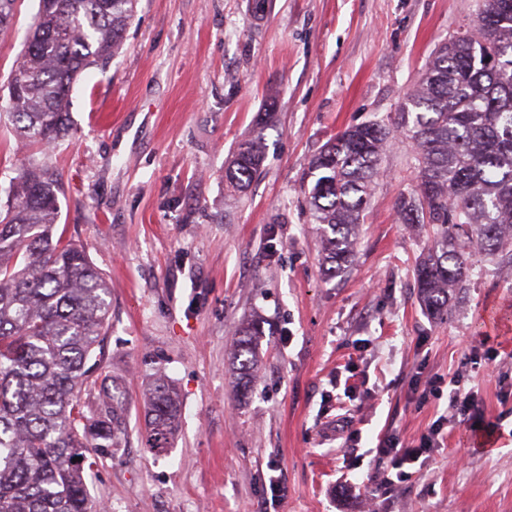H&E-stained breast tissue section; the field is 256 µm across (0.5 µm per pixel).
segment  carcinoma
Segmentation results:
<instances>
[{
    "label": "carcinoma",
    "instance_id": "obj_1",
    "mask_svg": "<svg viewBox=\"0 0 512 512\" xmlns=\"http://www.w3.org/2000/svg\"><path fill=\"white\" fill-rule=\"evenodd\" d=\"M137 2L39 0L0 104L20 141L48 150L69 136L73 85L117 56ZM475 30L436 48L392 124L346 127L307 173L326 272L336 277L355 258L391 136L404 132L416 185L395 211L429 229L414 276L421 306L439 321L463 301L478 258L512 261V0H482ZM266 126L256 124L224 169L239 192L262 171ZM10 194L0 212V512H98L84 465L91 449L118 443V416H88L76 392L109 325L110 289L85 251L55 234V167L27 159ZM262 335L254 319L238 329V387L251 383ZM146 404L147 446L159 451L178 428L180 402L160 380Z\"/></svg>",
    "mask_w": 512,
    "mask_h": 512
}]
</instances>
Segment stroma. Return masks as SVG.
<instances>
[{
    "instance_id": "1",
    "label": "stroma",
    "mask_w": 512,
    "mask_h": 512,
    "mask_svg": "<svg viewBox=\"0 0 512 512\" xmlns=\"http://www.w3.org/2000/svg\"><path fill=\"white\" fill-rule=\"evenodd\" d=\"M138 0L120 53L73 86V131L49 154L63 181L59 231L110 287L109 326L78 398L121 391L124 433L87 473L107 512H512V262L478 263L448 322L421 309L424 232L394 202L414 177L396 134L352 266L325 273L306 172L346 126L392 122L435 47L469 30L480 0ZM38 0L0 32V86ZM273 110L262 173L245 196L224 166ZM0 121V207L25 162ZM265 323L248 395L229 370L244 319ZM182 403L168 448L146 447L156 379ZM474 420L452 417L448 382ZM441 433L408 477L379 487L372 453L391 435ZM449 404L451 405L453 416L463 424H468L471 428L476 431L477 429H482L484 432L494 433L495 426H491L490 424L486 427L476 426L475 421L470 418V410H471V396L469 393H463L460 389L459 385H453V387L449 391Z\"/></svg>"
}]
</instances>
